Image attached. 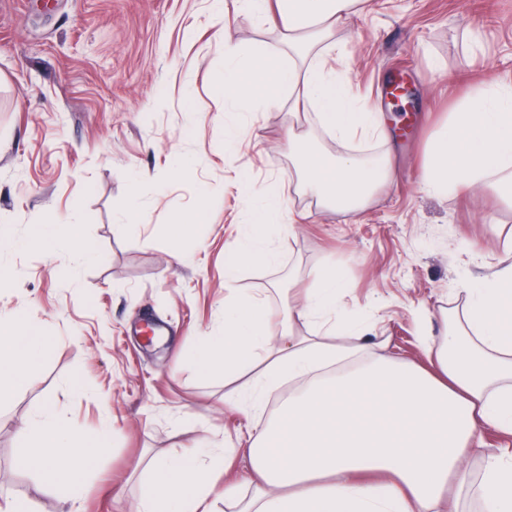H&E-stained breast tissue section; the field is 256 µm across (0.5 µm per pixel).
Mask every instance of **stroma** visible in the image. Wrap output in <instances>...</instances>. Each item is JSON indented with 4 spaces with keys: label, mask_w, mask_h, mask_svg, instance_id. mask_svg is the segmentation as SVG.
<instances>
[{
    "label": "stroma",
    "mask_w": 512,
    "mask_h": 512,
    "mask_svg": "<svg viewBox=\"0 0 512 512\" xmlns=\"http://www.w3.org/2000/svg\"><path fill=\"white\" fill-rule=\"evenodd\" d=\"M225 26L247 50L278 51L284 35L224 0H0V227L19 248L0 254V318L37 327L45 353L0 404V512L16 497L33 512H59L56 491L22 469V420L53 405L84 431L109 424L79 512H134L147 461L205 443L246 440L253 425L224 403V377L189 352L218 330L227 287L270 289L269 335L314 276L336 269L348 283L340 313L385 337L399 360L419 362L427 311H462L465 290L495 269L512 240V206L492 192L437 196L423 190L430 146L452 104L487 77L512 81V0H363L334 30L349 90L382 112L392 135V179L357 214L317 207L297 191L288 132L313 148L367 158L323 129L316 112L285 97L240 115L224 109ZM481 49L466 53L470 34ZM407 58L410 118L386 93L393 63ZM243 124L241 152L254 192L267 182L295 221L270 233L279 255L224 281V261L246 228L238 162L224 128ZM209 207L193 236L175 240V216L192 213L198 187ZM136 228L120 212L130 193ZM80 225L98 254L27 245L39 224Z\"/></svg>",
    "instance_id": "obj_1"
}]
</instances>
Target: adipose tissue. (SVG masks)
<instances>
[{"instance_id": "1", "label": "adipose tissue", "mask_w": 512, "mask_h": 512, "mask_svg": "<svg viewBox=\"0 0 512 512\" xmlns=\"http://www.w3.org/2000/svg\"><path fill=\"white\" fill-rule=\"evenodd\" d=\"M359 2L242 0L288 41L277 53L248 54L225 38V109L252 112L286 92L316 108L336 140L371 137L389 145L381 112L354 99L347 72L331 63L335 46L327 37ZM288 150L299 161L298 186L323 207L359 212L393 175L390 154L333 159L310 150L301 132L290 134ZM475 186L495 189L512 205V86L497 80L454 106L432 142L423 181L425 191L443 196ZM244 201L249 223L278 227L291 220L277 184ZM276 262L268 235L248 232L226 274ZM345 290L335 270L319 273L301 302L289 306L277 336L264 326L267 292L225 298L221 329L202 344L206 364L238 384L225 393V404L254 416L281 379L305 386L255 426L247 447H202L149 462L163 479L141 496L137 512H211V473L239 461L248 477L243 483L225 477L224 512H459L467 495L478 498L481 512H512V450L488 453L479 483L467 466L487 433L512 439V244L497 269L467 289L464 312L445 316L441 335L424 330L419 363L397 365L380 355L340 368L345 343L359 348L366 341L362 324L336 317ZM299 322L313 333L299 334ZM39 346L34 329L0 321V402L23 385L22 367L33 364ZM20 434V466L76 504L104 450L105 431L62 427L47 408L24 421Z\"/></svg>"}]
</instances>
